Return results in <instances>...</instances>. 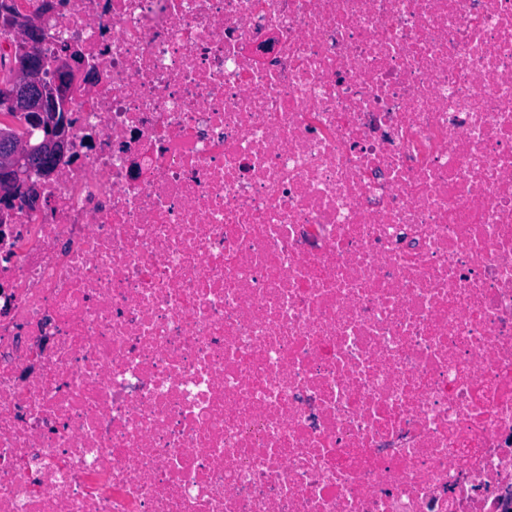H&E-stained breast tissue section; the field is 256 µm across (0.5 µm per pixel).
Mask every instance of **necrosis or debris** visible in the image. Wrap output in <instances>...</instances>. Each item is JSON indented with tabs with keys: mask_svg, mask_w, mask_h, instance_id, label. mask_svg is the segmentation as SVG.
<instances>
[{
	"mask_svg": "<svg viewBox=\"0 0 512 512\" xmlns=\"http://www.w3.org/2000/svg\"><path fill=\"white\" fill-rule=\"evenodd\" d=\"M77 52L0 225V512H503L512 0H10Z\"/></svg>",
	"mask_w": 512,
	"mask_h": 512,
	"instance_id": "1",
	"label": "necrosis or debris"
}]
</instances>
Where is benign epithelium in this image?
<instances>
[{
	"instance_id": "1",
	"label": "benign epithelium",
	"mask_w": 512,
	"mask_h": 512,
	"mask_svg": "<svg viewBox=\"0 0 512 512\" xmlns=\"http://www.w3.org/2000/svg\"><path fill=\"white\" fill-rule=\"evenodd\" d=\"M44 29V18L20 15L12 31L24 45L23 54L15 66L8 95L0 99V110L13 112L28 118L32 126L44 132L43 149L27 141L15 140L0 144V210L10 211L18 206L37 210L42 207L41 190L38 183L20 173L24 163L39 164L44 172L50 165L46 152L56 151L64 146L66 119L55 113L45 112L47 103L57 100L61 107L67 97L66 87L50 91L43 81V42L40 40Z\"/></svg>"
}]
</instances>
